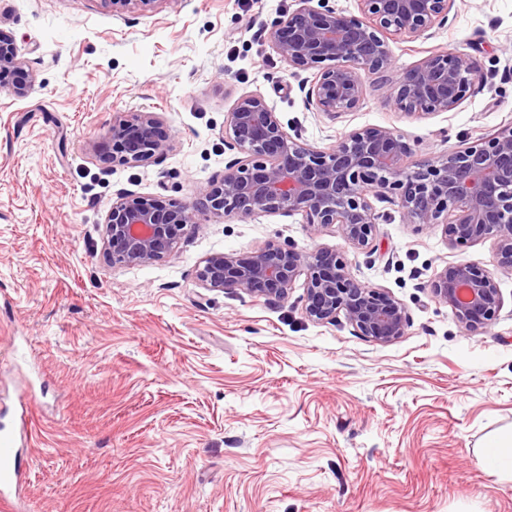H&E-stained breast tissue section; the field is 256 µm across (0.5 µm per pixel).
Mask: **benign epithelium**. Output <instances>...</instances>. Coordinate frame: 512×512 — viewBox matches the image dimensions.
<instances>
[{"label":"benign epithelium","mask_w":512,"mask_h":512,"mask_svg":"<svg viewBox=\"0 0 512 512\" xmlns=\"http://www.w3.org/2000/svg\"><path fill=\"white\" fill-rule=\"evenodd\" d=\"M297 2L271 23L268 39L292 75L315 71L305 99L316 112L356 110L367 76L388 105L412 116L450 112L482 82L473 58L451 51L432 52L398 79L388 78L394 67L390 43L431 36L448 23L455 0H357L355 14L330 0ZM20 64L15 38L0 28V70ZM224 142L240 156L208 183L195 207L133 192L112 203L103 240L110 262L147 265L173 255L199 212L300 214L313 231L335 227L349 248L363 251L383 219L375 198L397 204L406 224L442 227L452 246L493 240V268L459 260L437 275L431 290L467 333L497 320L496 278L512 272V125L409 166L410 140L394 128H356L336 145L318 149L288 133L263 96L247 94L227 113ZM105 145L126 163H145L165 149L160 120L154 112L120 113ZM301 276L309 319L334 321L341 315L357 333L381 344L403 334V303L357 281L348 258L334 248L303 253L268 243L245 256L212 254L197 271L203 288H243L278 300L288 297Z\"/></svg>","instance_id":"1"}]
</instances>
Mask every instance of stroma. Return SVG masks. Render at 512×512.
<instances>
[{
    "mask_svg": "<svg viewBox=\"0 0 512 512\" xmlns=\"http://www.w3.org/2000/svg\"><path fill=\"white\" fill-rule=\"evenodd\" d=\"M296 0H0V28L33 79L0 78V414L30 387L24 456L29 512H512V476L478 465L512 431V273L490 327L467 334L430 285L460 259L440 228L384 220L371 251L349 252L361 283L402 302L395 341L345 318L315 322L302 283L269 300L196 278L214 253L269 242L344 248L301 215L198 216L178 252L109 263L104 217L126 192L194 206L236 153L224 122L264 96L318 148L349 131H402L413 159L512 124V0H456L445 27L392 46L397 69L427 51L473 57L488 83L455 110L417 117L368 87L355 111L311 110L264 29ZM120 112H154L165 150L144 165L99 149Z\"/></svg>",
    "mask_w": 512,
    "mask_h": 512,
    "instance_id": "obj_1",
    "label": "stroma"
}]
</instances>
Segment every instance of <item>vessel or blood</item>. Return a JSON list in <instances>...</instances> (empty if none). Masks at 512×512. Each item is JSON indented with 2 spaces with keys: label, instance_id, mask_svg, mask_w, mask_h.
<instances>
[{
  "label": "vessel or blood",
  "instance_id": "b4317fda",
  "mask_svg": "<svg viewBox=\"0 0 512 512\" xmlns=\"http://www.w3.org/2000/svg\"><path fill=\"white\" fill-rule=\"evenodd\" d=\"M28 391L18 395L19 412L11 429L0 430V512H24L25 500L19 487L21 463L15 445L18 437L28 434L31 427Z\"/></svg>",
  "mask_w": 512,
  "mask_h": 512
}]
</instances>
